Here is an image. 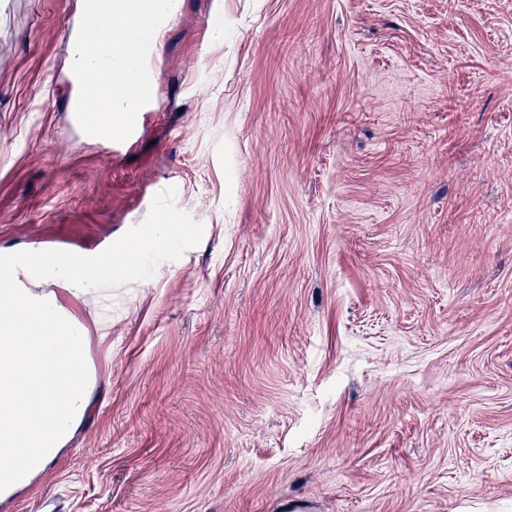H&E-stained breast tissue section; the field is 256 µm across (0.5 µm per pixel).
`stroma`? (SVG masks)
<instances>
[{
	"mask_svg": "<svg viewBox=\"0 0 512 512\" xmlns=\"http://www.w3.org/2000/svg\"><path fill=\"white\" fill-rule=\"evenodd\" d=\"M178 4L114 155L66 108L82 0H0V252H97L160 183L204 227L31 283L104 366L0 512H512V0Z\"/></svg>",
	"mask_w": 512,
	"mask_h": 512,
	"instance_id": "1",
	"label": "stroma"
}]
</instances>
